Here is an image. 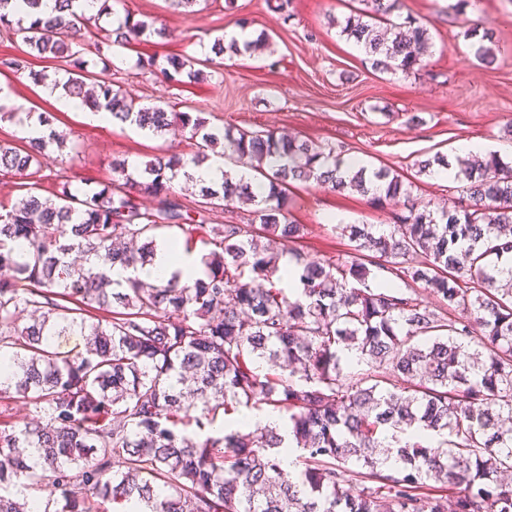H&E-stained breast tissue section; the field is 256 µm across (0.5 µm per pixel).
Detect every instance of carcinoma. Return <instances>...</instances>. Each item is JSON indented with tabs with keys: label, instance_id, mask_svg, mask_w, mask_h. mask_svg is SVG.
<instances>
[{
	"label": "carcinoma",
	"instance_id": "cac0c4a2",
	"mask_svg": "<svg viewBox=\"0 0 512 512\" xmlns=\"http://www.w3.org/2000/svg\"><path fill=\"white\" fill-rule=\"evenodd\" d=\"M56 14L30 24L10 19L0 0V29L63 72H32L53 90L79 96L112 122L153 135L195 141L194 153L158 155L142 166L112 162L113 178L92 191L63 182L39 192L43 160L68 138L49 112H28L47 134L19 148L0 141V176L34 179L13 205L0 204V363L11 370L0 398L27 399L32 418L0 419V512H512V161L458 160L469 206L418 210L411 185L386 169L341 170L334 146L274 133L209 125L144 104L88 70L85 56L112 64V45L164 41L168 28L125 12L117 29L55 0ZM363 15L341 23L382 70L409 74L432 46L413 18L392 20L399 0H364ZM257 41L219 36L211 51L252 53ZM196 59L172 55L160 65L170 81L204 77ZM222 155L267 180V196L246 224H212L209 214L252 201L248 183L224 172L199 184L203 202H182L178 177ZM316 181L337 191L369 193L375 204L403 199L388 232L344 225L349 258L310 261L293 253L299 288L283 287L282 242L302 226L284 223L288 186ZM150 197L142 209L138 199ZM192 224L209 247L207 279L150 283L112 279L119 265L152 260L156 232ZM440 297L431 310L416 293L380 288L373 269ZM81 336L71 353L61 336ZM356 353L347 372L344 352ZM267 359L275 369L263 371ZM286 418L248 433L231 414L260 406ZM295 446L292 469L281 449ZM397 466L386 467L389 460ZM359 467L354 490L349 466Z\"/></svg>",
	"mask_w": 512,
	"mask_h": 512
}]
</instances>
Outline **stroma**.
Wrapping results in <instances>:
<instances>
[{"instance_id": "35a3bbf8", "label": "stroma", "mask_w": 512, "mask_h": 512, "mask_svg": "<svg viewBox=\"0 0 512 512\" xmlns=\"http://www.w3.org/2000/svg\"><path fill=\"white\" fill-rule=\"evenodd\" d=\"M400 0L398 16L424 19L433 38L427 65L415 73L376 68L365 52L336 25L361 9V0H209L185 13L169 0H125L129 11L162 20L173 30L167 45L127 49L125 64L112 80L140 102L161 99L174 111L203 113L212 125L270 130L301 140L341 147L343 160L369 168H390L412 180L417 206L448 208L467 203L463 182L437 181L418 172L421 161L437 156L456 160L464 141L492 140L506 145L512 159V0ZM492 34V63L480 62L477 39L465 36L466 23ZM245 25L264 42L254 57L210 58L207 48L225 27ZM200 59L204 80L166 82L141 70L139 55L167 54ZM0 88L33 112H52L69 134L71 146L51 153L43 167L47 181L63 180L81 190L100 188L112 178V161L142 164L161 153L188 154V137H148L128 126L94 124L78 112L58 110L44 87L24 71L0 68ZM400 207L377 206L369 197L338 193L309 181L288 193L286 219L303 225L300 238L285 249L310 260L349 255L352 245L339 223L391 229Z\"/></svg>"}]
</instances>
